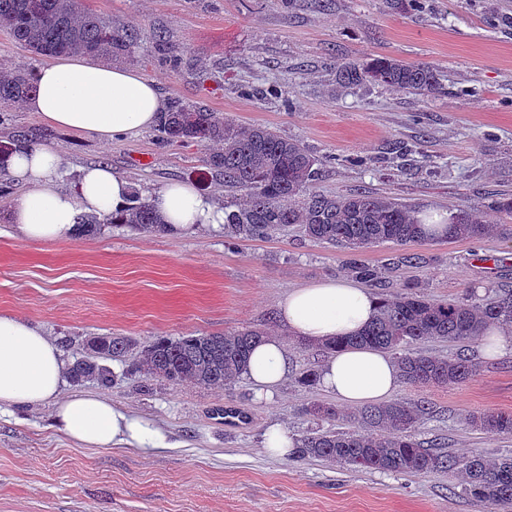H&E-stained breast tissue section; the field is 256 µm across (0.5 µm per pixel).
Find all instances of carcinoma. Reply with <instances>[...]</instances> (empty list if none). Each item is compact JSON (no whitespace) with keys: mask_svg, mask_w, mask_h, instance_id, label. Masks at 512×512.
Instances as JSON below:
<instances>
[{"mask_svg":"<svg viewBox=\"0 0 512 512\" xmlns=\"http://www.w3.org/2000/svg\"><path fill=\"white\" fill-rule=\"evenodd\" d=\"M0 25L14 42L33 56L91 54L121 60L132 57L139 33L132 24L114 25L81 6V0H0ZM154 52L170 55L178 65V50L167 33L154 34ZM336 80L345 87L373 82L407 90L422 97L439 93L437 72L425 63H407L387 56L365 57L336 67ZM34 91L30 74H0V122L7 110ZM156 141L164 146L214 145L206 165L222 179L224 188L243 193L246 203L225 213L224 233L230 238L265 237L290 224L318 242L360 251L390 242L404 246L423 243L422 225L429 216L395 198L356 192L345 197L315 190L325 160L311 154L297 140L263 127H241L206 108L180 100L160 113ZM41 133L18 130L0 142V182L15 147L31 144ZM446 239H483L509 231L505 224H484L467 208L451 211L443 220ZM104 224H126L145 232L165 231L161 216L149 200L133 193L125 213L111 218L82 216L78 233H89ZM493 323L512 326V290L490 301L464 303L434 301L421 294L401 293L379 300L374 320L360 333L322 344L331 354L343 346H368L394 355L403 382L410 386L458 383L477 369L473 359L459 354L453 359L427 355L413 345L427 340L469 343ZM265 333L245 329L231 333L159 339L142 352L134 369L150 380L180 385L186 382L222 388L242 376L253 348ZM131 347L124 336H93L83 344L84 354L68 367L70 379H92L102 387L112 383V372L103 360L121 358ZM305 413L327 421L340 419L333 405L312 403ZM430 407L425 400H395L367 406L348 415L346 428L317 430L299 441L297 454L357 469L391 473L452 472L463 491L476 502L512 507V456L488 460L479 454L442 455L416 439ZM463 422L492 436L512 435V413L473 412Z\"/></svg>","mask_w":512,"mask_h":512,"instance_id":"1","label":"carcinoma"}]
</instances>
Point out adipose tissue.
I'll list each match as a JSON object with an SVG mask.
<instances>
[{
  "label": "adipose tissue",
  "instance_id": "1",
  "mask_svg": "<svg viewBox=\"0 0 512 512\" xmlns=\"http://www.w3.org/2000/svg\"><path fill=\"white\" fill-rule=\"evenodd\" d=\"M35 93L26 101L48 126L110 142L153 128L163 103L154 81L137 70L84 56H61L34 71ZM63 157L51 144L21 147L8 177L23 186L9 211L20 235L54 242L71 235L80 211L105 218L127 210L128 178L105 164L80 170L70 188L59 184ZM149 201L168 231L224 227V210L190 181L152 191ZM378 300L368 288L343 279H322L289 291L277 304L279 323L290 336L320 342L361 332L375 317ZM290 369L288 350L271 336L250 354L246 378L256 395H271ZM66 366L57 344L13 314H0V407L57 400L56 421L71 438L107 448H164L166 434L149 421L91 393L62 397ZM400 382L394 358L371 348L338 349L320 370V384L349 407L380 403Z\"/></svg>",
  "mask_w": 512,
  "mask_h": 512
}]
</instances>
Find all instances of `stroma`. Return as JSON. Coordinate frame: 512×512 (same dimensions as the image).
<instances>
[{
	"instance_id": "1",
	"label": "stroma",
	"mask_w": 512,
	"mask_h": 512,
	"mask_svg": "<svg viewBox=\"0 0 512 512\" xmlns=\"http://www.w3.org/2000/svg\"><path fill=\"white\" fill-rule=\"evenodd\" d=\"M111 21H134L143 41L128 67L154 79L163 102L178 98L243 126L266 125L332 156L317 191L392 197L419 211L463 206L499 222L496 195L512 194V0H421L418 11L390 0H83ZM166 31L183 52L179 68L153 57L149 39ZM388 56L422 62L443 91L418 97L374 83L336 81L337 61ZM278 84L282 97L267 88ZM45 132L64 158L71 186L81 167L105 163L140 194L190 179L223 207L240 195L211 178L203 147L157 143L153 130L103 143L47 127L36 113L11 111L0 141L16 128ZM20 187L0 190V312L23 317L71 358L92 336H125L135 361L157 339L245 328L280 335L275 312L292 288L350 277L358 260L378 273L371 291L390 298L414 285L433 300L485 301L512 289V235L482 240L383 243L351 254L291 226L269 239L228 247L223 233H142L107 224L52 243L24 240L7 214ZM291 373L266 398L247 379L224 389L142 384L121 377L65 383L64 394L103 392L150 420L167 448H90L54 423V401L0 412V512H491L463 493L452 474L355 469L315 458L270 456L272 426L301 437L318 428L310 402L334 403L322 387L298 383L320 368L312 343H287ZM478 342L435 340L423 352L475 356L476 372L457 384H399V400L423 399L433 412L420 436L444 452L512 454V437L463 426L470 412H512V353L478 354ZM125 360V361H126Z\"/></svg>"
}]
</instances>
